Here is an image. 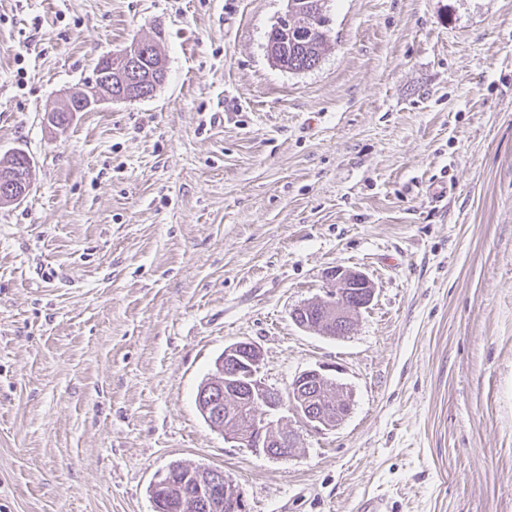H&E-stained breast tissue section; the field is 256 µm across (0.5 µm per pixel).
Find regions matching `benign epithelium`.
Segmentation results:
<instances>
[{
  "label": "benign epithelium",
  "mask_w": 512,
  "mask_h": 512,
  "mask_svg": "<svg viewBox=\"0 0 512 512\" xmlns=\"http://www.w3.org/2000/svg\"><path fill=\"white\" fill-rule=\"evenodd\" d=\"M143 44L136 40L119 54H112L107 61L115 60L118 67H106L78 89L69 92L58 106L46 111L47 123L63 131L79 112H93L101 105L114 101L139 99L146 89L143 79L151 78V72L139 70ZM34 178L32 160L17 167L0 164V204L23 201L29 194ZM335 288L325 298L309 300L293 310V319L299 327L313 330L310 315L313 308L322 310L324 319L336 323V332L353 331L361 309L373 298V285L362 273L338 267L330 271ZM263 361L261 349L251 341H237L224 348L217 360L212 383L201 387L199 404L201 414L224 434V439L241 447L263 451L270 458L284 457L283 447H297L300 435L291 429L280 427L275 421L276 413L284 400L278 389L268 385L259 377ZM329 367L309 369L297 375L288 385L290 405L303 424L313 430H328L341 425L352 412V393L342 384H336V414L322 406L323 394L330 384ZM246 403L254 408V427L242 434L228 424L237 411V406ZM196 506L207 512H220L224 500L234 504L235 512H249L243 489L216 470L211 482L198 487Z\"/></svg>",
  "instance_id": "7a95c632"
}]
</instances>
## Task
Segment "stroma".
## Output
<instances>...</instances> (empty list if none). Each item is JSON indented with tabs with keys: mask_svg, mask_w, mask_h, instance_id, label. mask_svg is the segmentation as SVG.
I'll use <instances>...</instances> for the list:
<instances>
[{
	"mask_svg": "<svg viewBox=\"0 0 512 512\" xmlns=\"http://www.w3.org/2000/svg\"><path fill=\"white\" fill-rule=\"evenodd\" d=\"M286 0H0V512H154L174 462L250 512H512V0H329L328 50L266 52ZM155 41L150 97L44 122L98 59ZM23 82H16L17 67ZM337 266L350 335L298 327ZM286 390L328 365L337 428L225 441L196 395L225 346ZM34 178L31 159L17 167L12 164H0V204H14L23 201L29 194ZM330 278L335 281V288L327 298H315L299 305L293 310V319L299 327L318 332L312 326V323L323 324L321 312L317 309L313 311L314 307H318L323 311L326 322L336 323L337 334L348 331L349 335L361 309L366 308L372 301L373 285L363 273L341 267L331 270Z\"/></svg>",
	"mask_w": 512,
	"mask_h": 512,
	"instance_id": "stroma-1",
	"label": "stroma"
}]
</instances>
